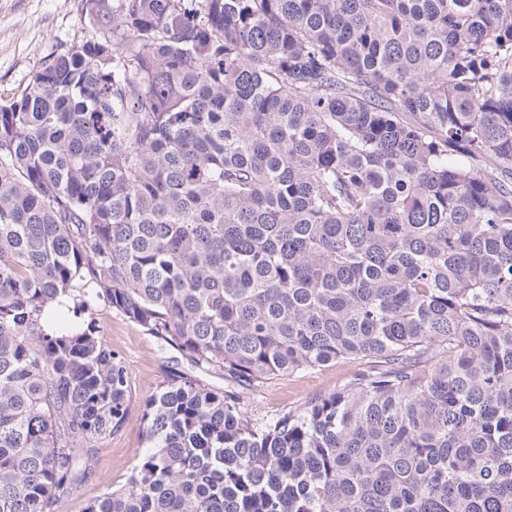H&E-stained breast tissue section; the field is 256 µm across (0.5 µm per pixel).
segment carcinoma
<instances>
[{
    "mask_svg": "<svg viewBox=\"0 0 512 512\" xmlns=\"http://www.w3.org/2000/svg\"><path fill=\"white\" fill-rule=\"evenodd\" d=\"M82 11L0 103V512L128 418L99 300L243 389L372 366L262 421L171 375L84 512H512V0Z\"/></svg>",
    "mask_w": 512,
    "mask_h": 512,
    "instance_id": "1",
    "label": "carcinoma"
}]
</instances>
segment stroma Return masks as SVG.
Listing matches in <instances>:
<instances>
[{"mask_svg": "<svg viewBox=\"0 0 512 512\" xmlns=\"http://www.w3.org/2000/svg\"><path fill=\"white\" fill-rule=\"evenodd\" d=\"M92 27L82 0H0V100L20 92L54 52L89 39ZM104 341L122 353L130 376V413L121 431L102 441L94 471L70 496L64 512H83L88 501L109 486L124 483L136 458L148 447L143 413L172 373L194 374L195 368L174 348L144 328L97 302L91 315ZM339 363L294 376H278L244 391L243 409L254 420L268 419L336 390L356 371Z\"/></svg>", "mask_w": 512, "mask_h": 512, "instance_id": "1", "label": "stroma"}]
</instances>
